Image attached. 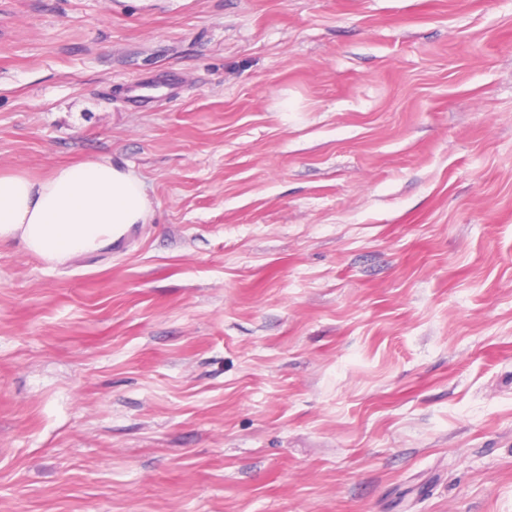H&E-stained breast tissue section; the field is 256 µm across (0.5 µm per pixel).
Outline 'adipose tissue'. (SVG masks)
<instances>
[{"instance_id": "ef3b65f1", "label": "adipose tissue", "mask_w": 512, "mask_h": 512, "mask_svg": "<svg viewBox=\"0 0 512 512\" xmlns=\"http://www.w3.org/2000/svg\"><path fill=\"white\" fill-rule=\"evenodd\" d=\"M151 213L141 178L109 160L60 165L38 179L0 172V246L19 244L48 264L121 247Z\"/></svg>"}]
</instances>
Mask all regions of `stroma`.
<instances>
[{"label": "stroma", "instance_id": "1", "mask_svg": "<svg viewBox=\"0 0 512 512\" xmlns=\"http://www.w3.org/2000/svg\"><path fill=\"white\" fill-rule=\"evenodd\" d=\"M102 158L123 247L0 246V512H512V0H0V170Z\"/></svg>", "mask_w": 512, "mask_h": 512}]
</instances>
